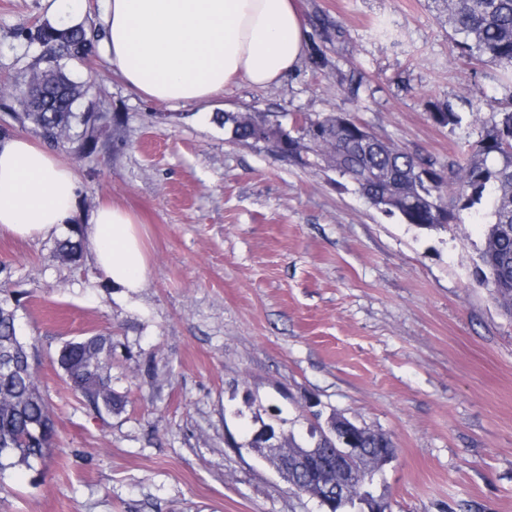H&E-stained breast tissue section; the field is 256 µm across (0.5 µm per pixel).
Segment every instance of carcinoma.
<instances>
[{
    "mask_svg": "<svg viewBox=\"0 0 512 512\" xmlns=\"http://www.w3.org/2000/svg\"><path fill=\"white\" fill-rule=\"evenodd\" d=\"M446 14L448 27L458 36L460 57L471 64L491 63L512 71V0H434ZM36 40L44 48L40 69L42 95L46 108L24 110L13 115L20 125L31 124L50 145L67 143L77 154H90L97 148L102 115L78 112L76 105L85 95V85L69 77L60 60L81 63L92 48L83 28L57 29L44 22L36 27ZM507 107H492V119L484 135L471 148L465 163L448 161V182L429 156L384 141L371 134L365 142L353 138L354 131H336V116L309 118L317 127L301 144H296L293 162L308 168L316 162L346 180L364 171L374 179L358 188L367 196L381 195V212L398 216L418 228H440L439 217L448 224L461 223L462 212L474 208L487 210L486 244L479 256L483 282L493 298L512 312V86ZM429 111L442 126H459L463 117L450 101H433ZM236 143H260L282 148L284 123L278 116L252 112L218 113L213 119ZM57 251L72 263L82 256V238L77 226H70L66 238L57 242ZM8 300L0 289V351L13 353V370L0 367V476L25 467L29 470L51 450L56 432L52 410L46 402L30 352L36 344L21 345L16 338L13 314L1 302ZM112 338L91 336L61 346L53 358L64 372L76 396L97 412L111 413L122 408V396L112 390ZM360 447L372 455L377 448L391 447L383 435L369 431Z\"/></svg>",
    "mask_w": 512,
    "mask_h": 512,
    "instance_id": "obj_1",
    "label": "carcinoma"
}]
</instances>
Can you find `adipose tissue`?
I'll return each mask as SVG.
<instances>
[{
	"instance_id": "1",
	"label": "adipose tissue",
	"mask_w": 512,
	"mask_h": 512,
	"mask_svg": "<svg viewBox=\"0 0 512 512\" xmlns=\"http://www.w3.org/2000/svg\"><path fill=\"white\" fill-rule=\"evenodd\" d=\"M102 51L125 87L171 105L209 103L243 80L279 83L303 59L309 31L297 0H104ZM71 166L24 137L0 141V232L35 239L70 224ZM97 270L131 297L148 260L131 212L99 206L83 229Z\"/></svg>"
}]
</instances>
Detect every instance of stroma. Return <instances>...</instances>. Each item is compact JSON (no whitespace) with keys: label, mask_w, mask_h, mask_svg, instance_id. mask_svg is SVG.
<instances>
[{"label":"stroma","mask_w":512,"mask_h":512,"mask_svg":"<svg viewBox=\"0 0 512 512\" xmlns=\"http://www.w3.org/2000/svg\"><path fill=\"white\" fill-rule=\"evenodd\" d=\"M328 67L279 84L225 87L208 108L128 91L100 47L84 106L103 117L92 154L54 153L79 181L75 224L100 204L138 219L147 283L124 300L94 266L62 260L56 236L0 234V286L20 299L17 331L57 437L33 470L0 477V512H322L244 446L255 412L279 408L306 433L309 402L391 439L373 485L390 512H512V315L477 272L484 212L425 230L371 206L335 172L264 144L229 141L217 112H345L385 140L461 159L490 123L500 81L460 60L428 0H300ZM43 0H0V140L41 137L13 118V84L43 48L24 39ZM360 83L350 97V80ZM464 120L437 125L428 104ZM122 124L113 127L111 117ZM111 337L122 412L100 414L50 360L65 341ZM429 111L442 126H460L463 117L455 105L450 101L429 102Z\"/></svg>","instance_id":"1"}]
</instances>
